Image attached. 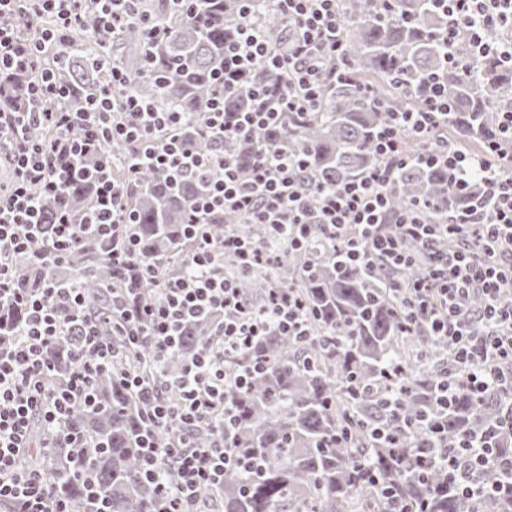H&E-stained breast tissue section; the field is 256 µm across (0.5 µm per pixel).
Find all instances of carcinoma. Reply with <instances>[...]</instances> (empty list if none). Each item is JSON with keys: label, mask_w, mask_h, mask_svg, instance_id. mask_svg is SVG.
Instances as JSON below:
<instances>
[{"label": "carcinoma", "mask_w": 512, "mask_h": 512, "mask_svg": "<svg viewBox=\"0 0 512 512\" xmlns=\"http://www.w3.org/2000/svg\"><path fill=\"white\" fill-rule=\"evenodd\" d=\"M345 20V56L355 81L324 87L322 108L302 119L287 113L273 135L252 133L254 148H288L309 163L305 187L311 204L320 190L333 189L378 166L373 142L393 112L412 108L429 85L448 92V125L461 135L488 140L498 135L499 112L512 105V65L495 54L480 55L463 36L444 43L448 15L440 0H338ZM142 8L161 28L162 36L147 43L137 27L116 38L118 62L129 81L114 89L122 100L136 96L187 112L192 119L179 129L195 150L212 155L217 149L235 157L241 141L233 135L212 138L197 114L218 90L215 76L224 68V42L238 16L237 0H192L173 10L168 0H143ZM12 26L36 39L34 21L26 16L4 17ZM265 25L276 47L286 50L288 34L279 16L265 11ZM63 45L46 49L40 67L53 68L60 79L83 95L95 93L104 79L95 55L70 57L60 66L54 55ZM375 88L378 100L363 98L357 82ZM112 175L124 191L134 223L122 238L136 242L141 259L155 265L157 277L142 285L141 299L158 305L161 283L178 274L192 252L186 223L205 182L186 176L173 180L164 169H145L129 176L120 163ZM90 184L66 189L63 200L39 198L43 223L55 222L60 202L81 215L92 200ZM480 188L460 190L448 182L442 168L408 165L395 176L390 196L394 210L416 201H429L431 224L463 215L477 201ZM232 229L274 254L268 266L242 276L220 242ZM207 231L216 245L215 262L224 275L238 279L246 297L265 300L271 288L291 289L305 305L308 335L267 336L262 340L265 365L247 385L233 389L229 399L236 417L218 423L187 427L178 422L152 427L142 398L122 382L124 371L138 370L149 382L157 375L155 353L143 344L134 350L112 334V241L84 236L63 262L45 258L43 241L24 254L11 257L23 288L65 280L76 284L84 297L83 312L99 326V336L112 343V368L93 380L94 400H77L67 416V428L86 445V471L76 473L77 449L66 444L24 457L38 469L55 494L76 512L86 508V488L95 486L111 512H148L156 499L155 484L142 479L141 448L150 437L160 448L184 440L205 446L219 438L229 445L234 463L224 480L201 487L199 508L219 506L222 512H391L400 500L414 512H469V504L448 492L446 470L424 448L453 447L503 422L502 404L478 402L462 391L436 417L432 389L436 379L458 370L448 339L429 336L406 320L407 296L398 284L423 278L429 267L427 252L413 240L404 243L415 257L412 264L393 271L376 262L367 270L338 263L336 249L320 224L310 225L309 245L300 250L281 237L275 244L255 224L226 212ZM214 322L201 319L183 329L179 345L166 360L171 376L206 347L218 345ZM77 329L56 342L58 361L47 386L63 385L70 356L81 345ZM255 352L243 350L224 359V369L236 372L253 363ZM439 419L438 434L421 424ZM378 478L373 485L360 480L361 470ZM480 512H512L506 503L486 495Z\"/></svg>", "instance_id": "carcinoma-1"}]
</instances>
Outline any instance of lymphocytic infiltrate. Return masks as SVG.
<instances>
[{"label": "lymphocytic infiltrate", "mask_w": 512, "mask_h": 512, "mask_svg": "<svg viewBox=\"0 0 512 512\" xmlns=\"http://www.w3.org/2000/svg\"><path fill=\"white\" fill-rule=\"evenodd\" d=\"M33 2L34 16H53L57 25L39 39L23 38L12 28L0 26V80L27 79L25 106L0 102V163L10 172V184L0 192V307L19 308L23 323L9 346H0V499L13 500L17 512H71L45 483L42 474L25 468L21 455L33 445L35 427H43L41 448L56 447L77 439L64 430L67 410L87 395L94 374L109 366L111 343L99 338L94 320L81 318L84 299L73 286L48 284L36 288L17 285V272L9 256L24 252L36 239L50 237L49 253L62 258L86 232L117 239L128 223L123 189L112 178V145L122 142L131 152L122 164L128 173L163 168L176 176L208 179L207 193L189 217L193 252L183 272L162 284L163 301L144 306L139 285L149 275V264L136 256L130 243L112 251V276L118 282L112 311L119 318L120 333L129 347L151 345L158 356L175 349L183 326L202 316L221 313L215 326L222 341L220 354L204 350L187 361L172 379L146 382L137 373L126 375L129 387L147 399L149 418L160 425L180 421L208 424L233 416L228 399L231 389L243 387L247 371L228 375L226 356L256 347L268 335H306L304 307L290 290L271 289L264 305H250L236 279L216 267L213 242L206 231L211 220L228 211L243 215L249 223L264 225L270 238L287 234L295 248H306L309 228L319 224L333 238H345L342 256L352 265L370 266L383 259L393 266L411 263L402 241L422 243L431 257V270L410 284L408 315L433 336H443L458 346L462 365L452 377L434 388V407L447 411L458 389L476 400L512 394V308L496 306L498 292L512 285V108L503 110L499 135L476 152H466L433 139L432 133L447 123L450 106L445 95L429 90L420 109L397 112L376 135L380 165L355 180L320 194L310 204L303 189L305 160L287 149L258 152L249 162L220 154L203 157L182 140L178 129L185 115L129 96L115 101L112 90L126 80L118 63L110 65L108 83L85 107L70 110L72 90L39 64L47 45L65 41L81 20L82 6H89L99 24L89 44L101 59L109 57V45L117 30L138 26L147 39L159 29L138 8L139 0H0V16L24 11ZM241 8L231 42L224 48L223 96L212 99L200 119L208 133L223 137L232 133L247 138L255 130L278 128L285 113L316 111L324 84L342 80L346 71L330 68L345 52L343 21L337 0H272L288 29L287 54H279L262 23L254 15L257 0H239ZM448 13L445 40L466 34L478 53H494L512 64V40L502 41L497 31L512 26V0H442ZM285 71L287 92L256 82V66ZM240 94L250 100L247 111L228 112L225 97ZM51 125L54 138L33 139L32 128ZM81 127L71 137V127ZM443 167L455 187L470 183L483 186L479 202L470 212L431 224L424 216L429 203L412 204L392 211L388 194L397 170L409 163ZM93 180L95 196L82 217L60 209L52 228L39 222V196L61 195L73 181ZM393 224L397 234L386 235L381 225ZM468 229L471 246L440 253L435 243L440 234ZM480 293L488 304L480 333H472L465 308L470 295ZM80 328L84 342L78 349L65 388L47 389L45 380L54 369L53 348L65 330ZM177 399H168V392ZM144 471L158 478V498L152 512H191L194 496L204 485L224 474L230 458L224 442L198 448L173 446L143 450ZM440 463L448 469V485L469 500L484 497L477 472L500 465L505 478L497 494L512 498V459H500L491 439L473 437L456 449H438ZM171 462L173 479H161V467Z\"/></svg>", "instance_id": "f902f5d3"}]
</instances>
